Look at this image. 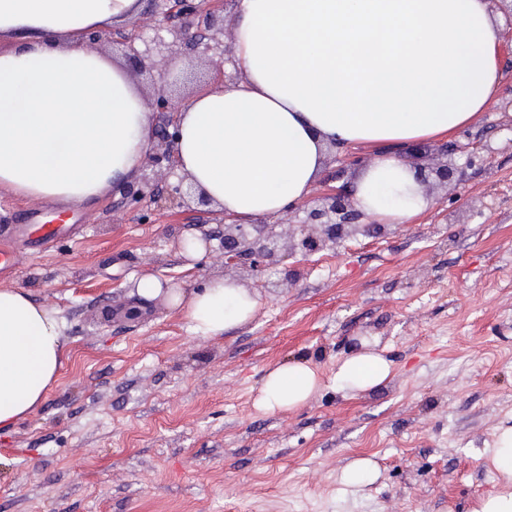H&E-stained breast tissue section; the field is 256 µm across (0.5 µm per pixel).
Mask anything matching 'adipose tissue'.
<instances>
[{"label":"adipose tissue","instance_id":"obj_1","mask_svg":"<svg viewBox=\"0 0 512 512\" xmlns=\"http://www.w3.org/2000/svg\"><path fill=\"white\" fill-rule=\"evenodd\" d=\"M139 0H0V187L22 198L81 206L142 166L151 115L128 69L84 45L88 30L120 23ZM234 43L242 77L184 101L177 165L238 219L303 201L328 145L411 142L453 135L492 99L501 31L487 0H240ZM359 208L404 224L428 205L413 171L384 154L355 185ZM145 299L167 295L201 337L224 334L257 300L216 279L190 297L140 278ZM57 314L25 292L0 289V430L33 413L55 381ZM391 363L346 356L333 382L351 393L381 385ZM302 362L270 370L255 401L265 412L302 406L320 387ZM497 489L474 512H512V427L491 455Z\"/></svg>","mask_w":512,"mask_h":512}]
</instances>
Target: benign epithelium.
Listing matches in <instances>:
<instances>
[{
	"instance_id": "7a95c632",
	"label": "benign epithelium",
	"mask_w": 512,
	"mask_h": 512,
	"mask_svg": "<svg viewBox=\"0 0 512 512\" xmlns=\"http://www.w3.org/2000/svg\"><path fill=\"white\" fill-rule=\"evenodd\" d=\"M166 31L173 42L192 50H208L211 44H221L219 36L224 34V20L220 19L213 2L201 4L194 0H174V5L163 12ZM136 38L125 39L126 56L136 70L151 69L150 55L140 52L135 46ZM180 105L165 94L154 98V114L161 118L155 125L153 145L148 150L135 182L128 184L122 199L141 201L155 199L154 181L150 171L164 165L172 166L176 159V139L179 128ZM435 180L441 186L461 181V171L446 160L432 169ZM364 213L357 207L354 189L343 185L322 198V203L307 211L306 221L299 225L300 239L281 242L275 224H226L220 243L224 251V266L245 269L256 275L279 264L284 254L300 249L306 253L317 252L336 246L340 241L359 235L382 234L385 224H361Z\"/></svg>"
}]
</instances>
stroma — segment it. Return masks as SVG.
I'll return each instance as SVG.
<instances>
[{
    "label": "stroma",
    "instance_id": "obj_1",
    "mask_svg": "<svg viewBox=\"0 0 512 512\" xmlns=\"http://www.w3.org/2000/svg\"><path fill=\"white\" fill-rule=\"evenodd\" d=\"M159 19L142 0L112 32L142 49ZM234 19L226 9L223 55L155 49L153 75L136 79L143 99L234 82ZM501 38L495 97L451 137L463 181L409 223L293 254L258 278L225 269L219 243L192 261L180 250L229 223L217 206L124 207L113 189L70 207L76 231L40 248L10 228L52 216L53 201L0 188V243L19 256L0 288L63 322L56 381L0 436V512H470L494 492L488 456L512 426V28ZM379 152L330 149L306 198L275 215L281 234ZM145 276L187 297L226 276L258 304L203 338L165 297L138 299ZM362 349L391 362V377L359 394L332 384L337 362ZM291 361L322 387L298 408L258 411L263 377ZM361 458L376 479L343 484Z\"/></svg>",
    "mask_w": 512,
    "mask_h": 512
}]
</instances>
